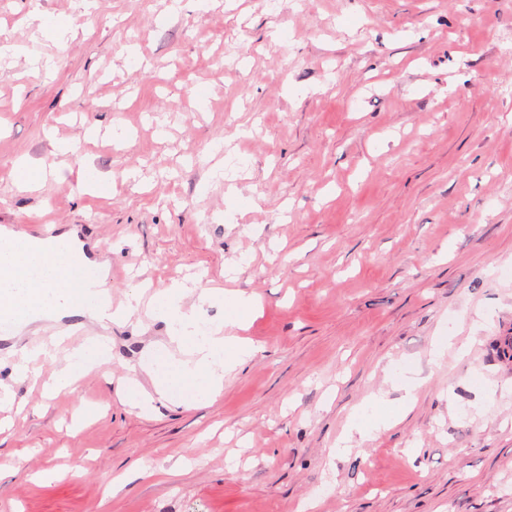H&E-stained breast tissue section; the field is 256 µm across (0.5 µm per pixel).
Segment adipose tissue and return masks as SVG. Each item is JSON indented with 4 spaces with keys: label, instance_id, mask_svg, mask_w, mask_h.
Returning a JSON list of instances; mask_svg holds the SVG:
<instances>
[{
    "label": "adipose tissue",
    "instance_id": "ef3b65f1",
    "mask_svg": "<svg viewBox=\"0 0 512 512\" xmlns=\"http://www.w3.org/2000/svg\"><path fill=\"white\" fill-rule=\"evenodd\" d=\"M94 278L92 267L72 251L67 237L45 244L24 234L0 231V319L21 325L61 314L121 320L136 310L140 294L111 306L108 298L90 291L88 284ZM186 295V287L177 282L152 297L154 313L169 323L171 341L187 349L190 357L174 362L166 355H149L142 367L157 378L153 391H145L130 377L121 383L122 397L141 411H149L155 400L187 394L197 401L215 400L224 388L226 372L243 366L257 352L252 341L231 333L232 328L248 324L257 307L254 295L225 297L219 290H205L191 306L184 303ZM213 300L224 303L223 322L210 324L204 334L193 333L192 325L203 319L204 303ZM105 361V344L74 348L66 365L52 375V390L73 387Z\"/></svg>",
    "mask_w": 512,
    "mask_h": 512
}]
</instances>
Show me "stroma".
Segmentation results:
<instances>
[{
    "instance_id": "1",
    "label": "stroma",
    "mask_w": 512,
    "mask_h": 512,
    "mask_svg": "<svg viewBox=\"0 0 512 512\" xmlns=\"http://www.w3.org/2000/svg\"><path fill=\"white\" fill-rule=\"evenodd\" d=\"M287 3L0 0L25 51L0 64V227L81 228L125 296L144 276L260 298V351L215 401L144 413L117 382L153 391L164 320L105 326L106 375L53 397L11 377L43 322L0 336V512H512V0ZM58 140L60 177L17 190ZM448 335L467 354L431 363ZM411 369L401 419L332 455ZM45 164H30L24 160L19 161L13 168V179L21 189H32L46 178Z\"/></svg>"
}]
</instances>
